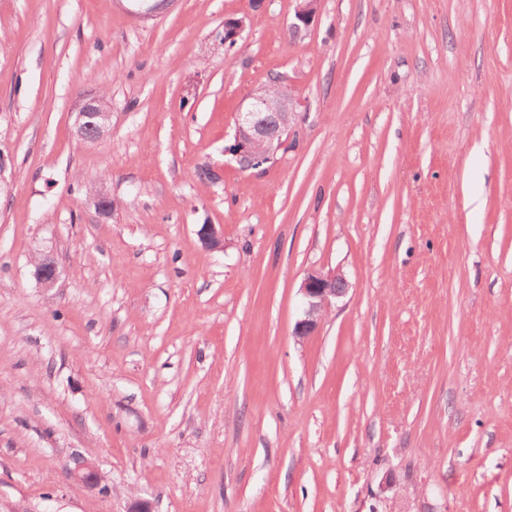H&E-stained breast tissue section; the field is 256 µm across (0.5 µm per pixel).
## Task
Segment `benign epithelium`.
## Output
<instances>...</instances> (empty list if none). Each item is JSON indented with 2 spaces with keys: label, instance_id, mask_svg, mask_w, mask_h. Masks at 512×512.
<instances>
[{
  "label": "benign epithelium",
  "instance_id": "benign-epithelium-1",
  "mask_svg": "<svg viewBox=\"0 0 512 512\" xmlns=\"http://www.w3.org/2000/svg\"><path fill=\"white\" fill-rule=\"evenodd\" d=\"M128 12L139 18L153 17L162 9L166 0H127ZM319 0H295L294 22L292 29L300 34L307 30L317 15ZM245 22L242 19L224 21V44L233 46L242 34ZM299 102L292 94L273 95L265 87L253 94L246 111L240 113L236 121L233 142L224 147V152L236 158L237 162L248 168L259 167L271 159L283 146L284 136L288 134L293 112ZM265 112H277L284 115L276 132L267 131L261 115ZM112 112L101 107L99 96L83 99L75 119V134L85 143H95L109 133ZM198 235L209 250L224 249V233L215 224H202ZM34 278L44 287H52L58 272L54 262L44 256L34 268ZM343 275L332 272H311L304 278L300 291L305 299L303 317L294 327V336L303 339L317 328L321 312L327 309L333 299L342 296L346 290ZM74 480L85 487L98 485L99 479L94 468L89 464L81 465L74 473Z\"/></svg>",
  "mask_w": 512,
  "mask_h": 512
}]
</instances>
